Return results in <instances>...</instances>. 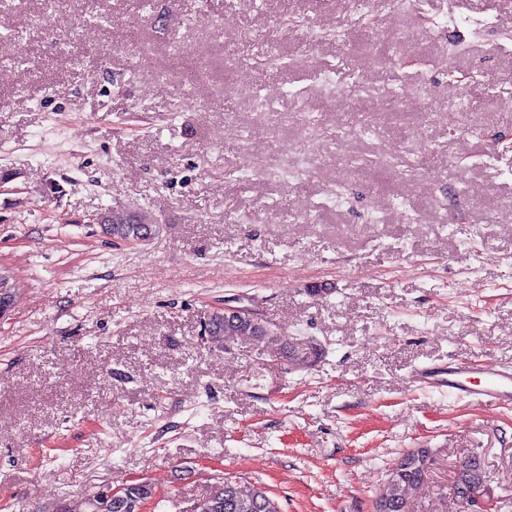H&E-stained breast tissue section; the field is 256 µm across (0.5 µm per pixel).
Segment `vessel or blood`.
<instances>
[{
    "mask_svg": "<svg viewBox=\"0 0 512 512\" xmlns=\"http://www.w3.org/2000/svg\"><path fill=\"white\" fill-rule=\"evenodd\" d=\"M415 383L447 389L458 399H477L496 408L512 406V367L451 360L426 365L412 375Z\"/></svg>",
    "mask_w": 512,
    "mask_h": 512,
    "instance_id": "vessel-or-blood-1",
    "label": "vessel or blood"
}]
</instances>
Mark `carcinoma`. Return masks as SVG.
I'll return each mask as SVG.
<instances>
[{
    "mask_svg": "<svg viewBox=\"0 0 512 512\" xmlns=\"http://www.w3.org/2000/svg\"><path fill=\"white\" fill-rule=\"evenodd\" d=\"M151 223V215L141 212L135 223L128 224L124 212L117 210L113 213L112 223L105 225L104 229L111 236H121L140 231ZM242 336L267 341L272 345L280 341V337L272 332H260L253 325L226 317L222 313L213 314L207 323L206 343L214 348L225 350ZM430 462L431 453L428 448H417L409 452L379 490L374 512H409L407 491L424 483ZM452 491L460 502L485 494V472L478 456L473 455L459 464L454 473ZM141 503L140 491L132 488L127 502L119 507L107 498L89 493L65 500L55 508V512H136ZM192 512H281V508L267 491L257 487H243L227 479L223 481L219 495L209 493L198 499L193 504Z\"/></svg>",
    "mask_w": 512,
    "mask_h": 512,
    "instance_id": "obj_1",
    "label": "carcinoma"
}]
</instances>
